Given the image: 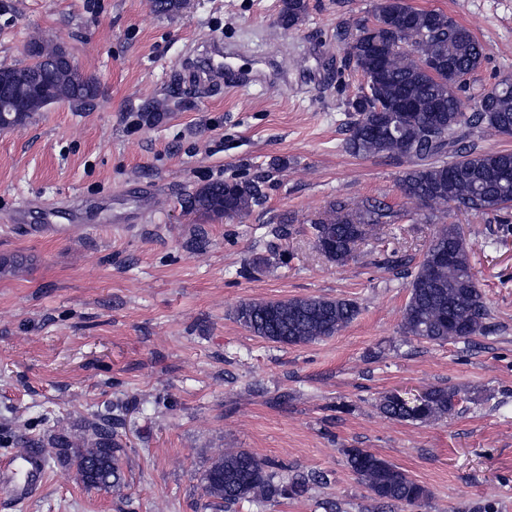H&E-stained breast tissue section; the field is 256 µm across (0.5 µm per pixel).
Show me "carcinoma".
Wrapping results in <instances>:
<instances>
[{
    "label": "carcinoma",
    "mask_w": 512,
    "mask_h": 512,
    "mask_svg": "<svg viewBox=\"0 0 512 512\" xmlns=\"http://www.w3.org/2000/svg\"><path fill=\"white\" fill-rule=\"evenodd\" d=\"M160 15L179 13L185 0H149ZM307 11L306 0H282L278 22L296 26ZM26 62L1 67L9 79V97H0V131L23 125L48 105L67 100L85 104L99 95L96 78L81 71L68 50L45 39L25 46ZM485 50L471 29L446 13L414 8L407 0H380L374 20L359 26L349 47V61L364 77L368 93L348 102L345 146L355 156L403 157L414 147V160L400 179L402 194L414 200L429 222L448 207L497 214L512 206V151H485L467 142L474 128L512 135V82L495 92L479 93L468 108L460 91L483 65ZM251 182H215L197 188L184 207L206 218L241 219L259 204ZM400 215L388 203L367 198L350 207L332 202L310 220L316 250L343 265L354 244L369 229L394 224ZM402 331L427 342L467 340L486 329L487 307L471 264V247L455 224H444L411 272ZM360 314L350 299L320 296L244 302L236 320L253 335L283 345H306L335 335ZM460 392L434 386L412 402L400 394L380 396L376 408L398 421L430 424L451 415ZM91 439L75 448L63 436L50 437L63 464L88 487L121 492L126 481L122 448L107 420L90 424ZM350 471L372 499L420 507L429 498L425 486L400 467L363 448L344 451ZM208 507L224 510L242 501L259 504L300 498L311 478H285L274 464L243 449H228L214 459L202 478Z\"/></svg>",
    "instance_id": "obj_1"
}]
</instances>
